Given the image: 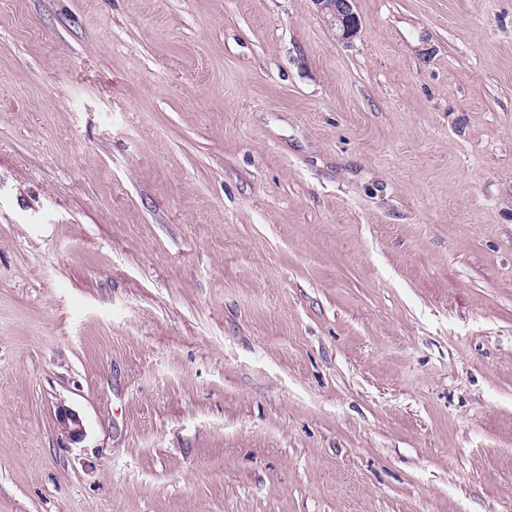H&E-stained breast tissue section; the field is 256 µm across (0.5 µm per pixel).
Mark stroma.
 <instances>
[{
  "label": "stroma",
  "mask_w": 512,
  "mask_h": 512,
  "mask_svg": "<svg viewBox=\"0 0 512 512\" xmlns=\"http://www.w3.org/2000/svg\"><path fill=\"white\" fill-rule=\"evenodd\" d=\"M354 8L0 0V512H512V0ZM326 16L336 40L348 43L360 33L362 22L353 9L354 0H314Z\"/></svg>",
  "instance_id": "1"
}]
</instances>
